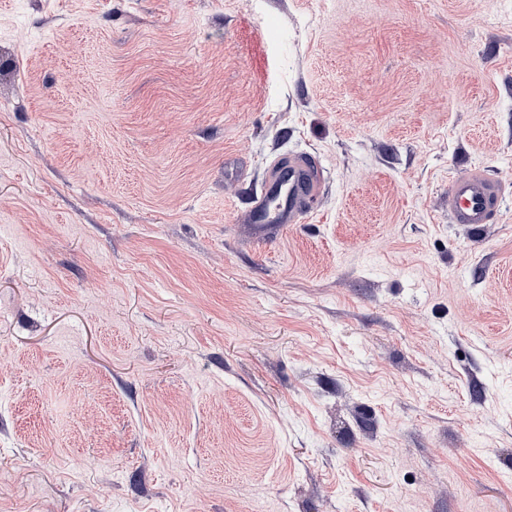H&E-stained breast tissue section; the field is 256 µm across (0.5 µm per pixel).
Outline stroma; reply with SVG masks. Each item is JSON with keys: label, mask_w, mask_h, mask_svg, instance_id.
Returning a JSON list of instances; mask_svg holds the SVG:
<instances>
[{"label": "stroma", "mask_w": 512, "mask_h": 512, "mask_svg": "<svg viewBox=\"0 0 512 512\" xmlns=\"http://www.w3.org/2000/svg\"><path fill=\"white\" fill-rule=\"evenodd\" d=\"M302 154L319 213L241 222ZM512 0H0V512H512ZM506 195L504 182L480 167H472L448 181L449 221L473 229L490 224L500 213Z\"/></svg>", "instance_id": "35a3bbf8"}]
</instances>
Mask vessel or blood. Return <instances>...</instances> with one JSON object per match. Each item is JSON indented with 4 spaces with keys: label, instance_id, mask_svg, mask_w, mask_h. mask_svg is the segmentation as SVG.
<instances>
[{
    "label": "vessel or blood",
    "instance_id": "b4317fda",
    "mask_svg": "<svg viewBox=\"0 0 512 512\" xmlns=\"http://www.w3.org/2000/svg\"><path fill=\"white\" fill-rule=\"evenodd\" d=\"M322 197V181L317 167L306 157H292L274 163L260 194L243 216L252 235L275 239L288 225L299 223L313 211ZM506 197L504 182L473 167L448 182V218L453 224L472 227L490 223Z\"/></svg>",
    "mask_w": 512,
    "mask_h": 512
}]
</instances>
